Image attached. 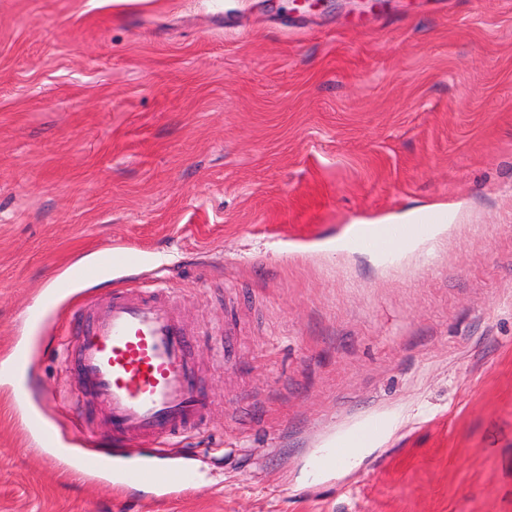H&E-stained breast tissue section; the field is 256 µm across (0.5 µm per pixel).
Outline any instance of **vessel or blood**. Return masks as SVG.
Returning a JSON list of instances; mask_svg holds the SVG:
<instances>
[{
    "instance_id": "obj_1",
    "label": "vessel or blood",
    "mask_w": 512,
    "mask_h": 512,
    "mask_svg": "<svg viewBox=\"0 0 512 512\" xmlns=\"http://www.w3.org/2000/svg\"><path fill=\"white\" fill-rule=\"evenodd\" d=\"M131 249L104 251L99 265L80 271L83 279L103 269L139 263ZM88 316L93 325L79 346L77 367L87 394L106 410L115 439L131 445L145 439H173L195 430L203 421L206 399L193 386L189 332L175 308L164 304L157 290H117ZM348 450L325 449L319 470L345 466ZM73 470L100 474L115 470L120 482L148 487L172 497L193 487L195 469L174 448H153L135 461H109L107 455L75 457Z\"/></svg>"
}]
</instances>
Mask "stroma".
<instances>
[{"mask_svg": "<svg viewBox=\"0 0 512 512\" xmlns=\"http://www.w3.org/2000/svg\"><path fill=\"white\" fill-rule=\"evenodd\" d=\"M155 286L209 397L171 499L66 468L116 447L73 313ZM0 512H512V0H0ZM142 261V257L136 251L131 249L114 250L108 249L100 256V264L98 266L86 267L82 269L78 276L81 279H94L98 277L106 268L115 265H131ZM347 463L348 448L336 445L326 448L316 461L317 468L321 471L335 470L336 467L345 466Z\"/></svg>", "mask_w": 512, "mask_h": 512, "instance_id": "1", "label": "stroma"}]
</instances>
